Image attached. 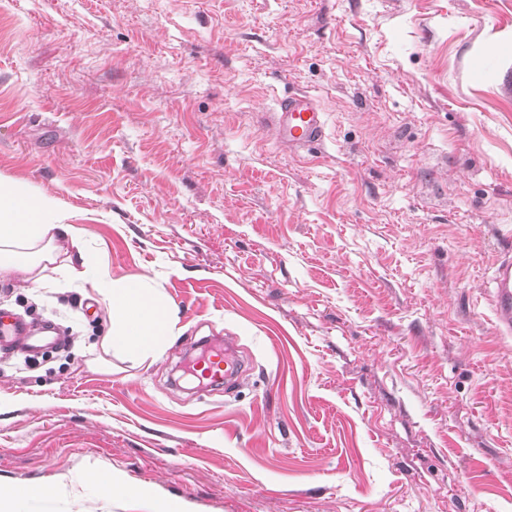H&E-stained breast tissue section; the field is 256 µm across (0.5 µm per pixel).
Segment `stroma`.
Here are the masks:
<instances>
[{
    "label": "stroma",
    "mask_w": 512,
    "mask_h": 512,
    "mask_svg": "<svg viewBox=\"0 0 512 512\" xmlns=\"http://www.w3.org/2000/svg\"><path fill=\"white\" fill-rule=\"evenodd\" d=\"M307 94L322 145L271 123ZM0 172L114 279L163 288L151 359L106 308L0 283L64 349L0 350V484L34 512H512V0H0ZM236 337L227 393L188 368ZM492 279L494 290L491 298L496 328L507 334L512 330V258L502 257L494 262ZM89 480L97 484L107 493L121 494L145 501L149 505L151 512H188L184 510L185 504L182 501L156 499L152 489L148 486L127 485L121 478L114 474H108L106 476L93 475ZM49 496V490L45 487L25 486L9 488L0 486V511L17 512L22 503H38Z\"/></svg>",
    "instance_id": "35a3bbf8"
}]
</instances>
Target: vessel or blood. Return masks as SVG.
<instances>
[{"instance_id": "vessel-or-blood-1", "label": "vessel or blood", "mask_w": 512, "mask_h": 512, "mask_svg": "<svg viewBox=\"0 0 512 512\" xmlns=\"http://www.w3.org/2000/svg\"><path fill=\"white\" fill-rule=\"evenodd\" d=\"M273 121L279 138L289 148L303 150L321 143L325 137V118L316 101L308 95L297 94L284 99ZM491 298L496 328L499 333L512 332V258L495 261ZM50 337L45 326L27 323L10 315H0V346L25 343L37 347ZM241 370V363L232 347L213 350L196 363L193 373L199 382L216 386L231 381Z\"/></svg>"}]
</instances>
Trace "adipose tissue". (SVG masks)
<instances>
[{
  "label": "adipose tissue",
  "mask_w": 512,
  "mask_h": 512,
  "mask_svg": "<svg viewBox=\"0 0 512 512\" xmlns=\"http://www.w3.org/2000/svg\"><path fill=\"white\" fill-rule=\"evenodd\" d=\"M84 235L83 228L67 223L55 196L0 175V278L19 275L33 287L51 288L55 275L65 276L71 287L106 303V342L113 351L136 363L153 357L176 334V315L162 289L142 277L109 278L87 256L73 267L58 242L76 244ZM91 481L105 492L145 501L150 512H185L182 501L155 498L148 486L127 485L114 474L95 475Z\"/></svg>",
  "instance_id": "ef3b65f1"
}]
</instances>
